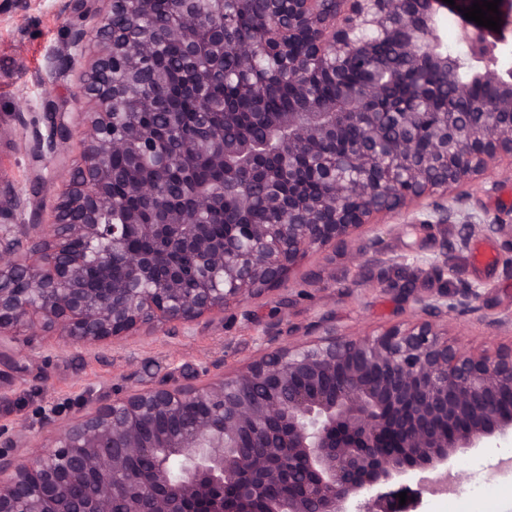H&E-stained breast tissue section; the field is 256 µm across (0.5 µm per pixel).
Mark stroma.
<instances>
[{
	"mask_svg": "<svg viewBox=\"0 0 512 512\" xmlns=\"http://www.w3.org/2000/svg\"><path fill=\"white\" fill-rule=\"evenodd\" d=\"M59 0H0V172L20 188L28 203L18 221L48 224L54 197L80 164V138L66 145L68 162L36 156L32 145L47 134L45 102L66 115L89 111L80 95L82 69L61 74L51 61L61 50L68 19ZM26 113L20 126L16 113ZM380 254L366 252L354 260L349 252L326 248L308 254L289 278L274 289L250 299L243 308L215 313L193 330L170 325L160 332L141 329L123 342L97 349L76 348L49 336L37 348L15 343L12 362L0 368V426L23 433L24 441L8 449L11 457L43 452L51 428L43 413L63 424L98 404L146 387L171 368H181L180 382H193L197 372L232 371L265 350L319 336L314 323L327 318L347 334L377 333L412 317L399 289L411 278L427 294L447 282L466 280L480 285L477 313L451 322L449 336L468 347L492 350L512 343V334L489 335L480 321L484 313H512V276L503 271L500 238L472 237L470 249L448 256V269L436 273L423 264L441 250L444 238L455 237L451 225L414 226L403 218L382 219ZM512 457V442L498 448H474L461 456L456 468L462 489L478 483L498 487L493 503L481 500L455 503L447 497L423 496L416 512H512V476H498L499 459Z\"/></svg>",
	"mask_w": 512,
	"mask_h": 512,
	"instance_id": "35a3bbf8",
	"label": "stroma"
}]
</instances>
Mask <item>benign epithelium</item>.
I'll use <instances>...</instances> for the list:
<instances>
[{"mask_svg": "<svg viewBox=\"0 0 512 512\" xmlns=\"http://www.w3.org/2000/svg\"><path fill=\"white\" fill-rule=\"evenodd\" d=\"M97 30L94 59L81 92L86 117L65 119L47 103L46 142L38 151L65 156L74 136L86 143L81 164L54 206L53 222L32 234L17 222L27 200L0 177V361L19 331L34 344L48 333L80 347L113 344L144 326L180 324L240 306L273 289L310 252L352 246L383 214L400 215L430 201L417 224H457L441 253L425 257L440 272L448 252L475 234L503 239L512 275V224L505 214L478 213L468 187L494 191L496 171L512 172V75L472 69L471 82L495 90L493 101L465 110L437 104V93L403 83L423 67L454 84L461 65L493 54L473 21L463 32L467 58L448 53L439 17L474 0H264L257 42L224 26L228 0H175L172 18H147L149 0H110ZM124 17L112 27V15ZM87 31L68 26L52 60L64 72L81 58ZM177 42L185 71L172 73L163 48ZM384 46L390 53L382 55ZM238 59L240 94L288 75L297 103L268 121L250 113L257 136L229 134L239 113L227 109L225 131L203 119L180 135L179 113L153 93L173 84L203 96L224 77V50ZM262 55L274 62L262 70ZM351 70L364 74L350 83ZM331 77L336 94L312 96L315 80ZM402 99L378 120L386 101ZM133 101L145 112L168 110L172 136L158 147L151 132L117 121ZM127 164L112 167V156ZM201 155L224 176V190L198 184L185 158ZM172 169L164 183L144 178L148 166ZM130 184L136 203L117 206L112 184ZM239 199L224 238L208 217ZM273 216L250 224L255 196ZM82 239L99 250L76 252ZM144 247L131 255L128 245ZM125 268L117 279L115 264ZM21 276L29 284L14 286ZM480 286L459 280L431 294L407 284L412 320L377 334L350 337L320 323L310 342L277 347L226 375L178 384L181 369L144 389L103 403L65 424L42 454L0 457V512H415L422 494H446L470 448L512 439V346L488 354L448 340V323L478 310ZM488 332L512 330V315L481 317ZM195 401L210 414L193 420ZM150 462L147 473L132 469ZM278 487L282 494L269 495ZM407 493L406 504L398 494Z\"/></svg>", "mask_w": 512, "mask_h": 512, "instance_id": "7a95c632", "label": "benign epithelium"}]
</instances>
